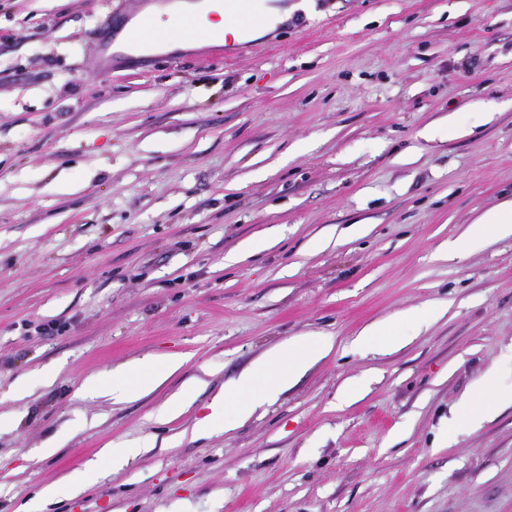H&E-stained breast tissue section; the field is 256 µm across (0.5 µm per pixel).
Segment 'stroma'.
I'll list each match as a JSON object with an SVG mask.
<instances>
[{
    "label": "stroma",
    "mask_w": 512,
    "mask_h": 512,
    "mask_svg": "<svg viewBox=\"0 0 512 512\" xmlns=\"http://www.w3.org/2000/svg\"><path fill=\"white\" fill-rule=\"evenodd\" d=\"M140 9L0 0V512L38 494L45 512H512V405L445 437L512 345V236L445 256L512 201V0H314L278 47L99 74L104 19ZM434 307L395 350L355 343ZM305 335L330 353L193 434ZM149 355L184 363L129 403L80 395ZM189 381L194 403L157 421ZM150 435L65 496L101 449ZM332 339L329 336H299L275 347L232 385L217 392L207 404L208 413L196 421L195 434L209 432L217 423L225 426L226 413L232 408L239 421L274 402L279 394L313 363L326 356Z\"/></svg>",
    "instance_id": "35a3bbf8"
}]
</instances>
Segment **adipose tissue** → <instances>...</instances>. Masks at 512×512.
<instances>
[{
	"label": "adipose tissue",
	"instance_id": "obj_1",
	"mask_svg": "<svg viewBox=\"0 0 512 512\" xmlns=\"http://www.w3.org/2000/svg\"><path fill=\"white\" fill-rule=\"evenodd\" d=\"M512 234V205L485 212L469 231L450 241L449 258H460L481 242L498 235ZM332 340L327 336H299L284 346L274 348L232 385L217 392L207 405L206 415L197 420L194 431L209 432L215 424L224 422L227 414L237 420L248 419L254 411L274 402L279 394L313 363L326 356ZM182 364L181 357L171 356L164 360L152 357L140 359L127 367L86 380L81 388L82 396L106 397L116 403H125L154 390ZM512 405V382H505L499 370H492L483 377L474 394L462 400L448 420V434L456 437L470 433L487 420L500 405ZM145 439L126 447L121 454L102 449L89 460L71 489L80 494L95 485L105 470L128 464L143 449L151 447Z\"/></svg>",
	"mask_w": 512,
	"mask_h": 512
}]
</instances>
